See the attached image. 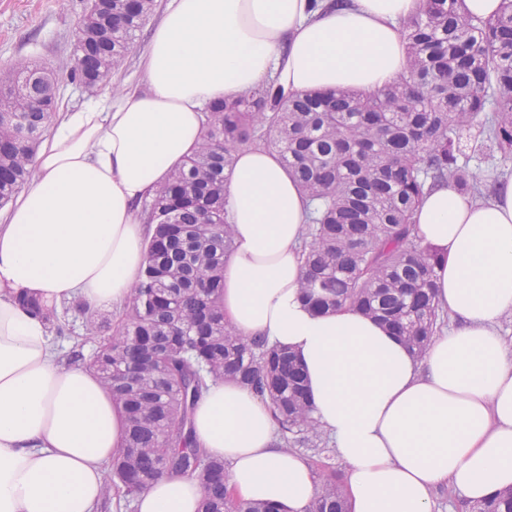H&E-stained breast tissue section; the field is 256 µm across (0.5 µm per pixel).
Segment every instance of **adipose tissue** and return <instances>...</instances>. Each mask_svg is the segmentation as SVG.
<instances>
[{"mask_svg": "<svg viewBox=\"0 0 512 512\" xmlns=\"http://www.w3.org/2000/svg\"><path fill=\"white\" fill-rule=\"evenodd\" d=\"M425 0H170L141 57L146 87L60 113L35 175L0 210V512H99L103 467L124 439L120 407L93 369L62 364L52 307L121 308L143 266L140 203L199 148L204 108L273 82L289 92H372L407 67L403 24ZM472 199L452 185L415 213L439 253L435 299L448 326L423 356L361 312L299 298L308 201L275 152L241 147L225 187L235 248L224 319L292 351L314 415L347 466L350 512H432L446 488L476 502L512 486V174ZM269 402L227 379L194 412L197 445L227 467L237 502L307 512L318 479L280 448ZM202 488L167 473L138 512H198Z\"/></svg>", "mask_w": 512, "mask_h": 512, "instance_id": "1", "label": "adipose tissue"}]
</instances>
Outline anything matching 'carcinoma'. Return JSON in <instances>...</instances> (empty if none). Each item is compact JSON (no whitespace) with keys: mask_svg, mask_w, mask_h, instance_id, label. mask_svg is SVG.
<instances>
[{"mask_svg":"<svg viewBox=\"0 0 512 512\" xmlns=\"http://www.w3.org/2000/svg\"><path fill=\"white\" fill-rule=\"evenodd\" d=\"M153 9L154 0H87L70 78L108 83ZM404 26L407 68L375 92L289 93L270 83L210 104L197 152L143 202L153 231L142 277L120 316L101 321L89 359L125 415L105 497H134L176 472L200 482L202 512H276L232 502L224 462L195 443V403L224 379L268 397L283 447L333 453L294 355L224 322V261L234 248L224 185L242 146L278 152L308 199L302 299L320 311L353 307L425 353L441 320L438 253L422 243L413 216L443 182L483 195L460 158L463 130L478 129L479 149L512 157V0L489 19L466 15L460 0H427ZM54 85L53 71L27 61L0 71V207L32 175L35 147L55 119ZM308 512H347L327 462ZM472 512H512V487Z\"/></svg>","mask_w":512,"mask_h":512,"instance_id":"1","label":"carcinoma"}]
</instances>
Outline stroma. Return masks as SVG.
<instances>
[{"label": "stroma", "instance_id": "obj_1", "mask_svg": "<svg viewBox=\"0 0 512 512\" xmlns=\"http://www.w3.org/2000/svg\"><path fill=\"white\" fill-rule=\"evenodd\" d=\"M85 5L86 0H0V69L20 60L52 68L63 112L81 108L102 93L68 77Z\"/></svg>", "mask_w": 512, "mask_h": 512}]
</instances>
